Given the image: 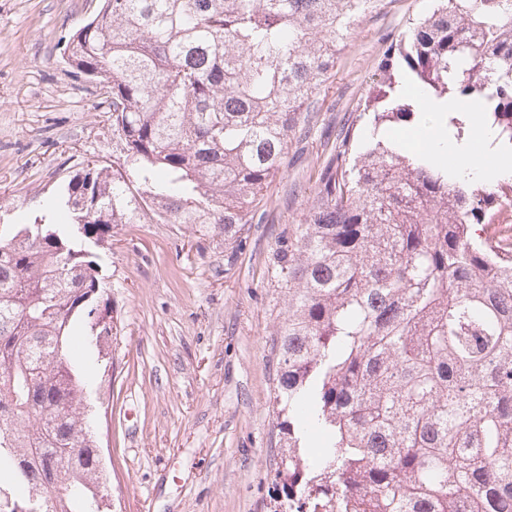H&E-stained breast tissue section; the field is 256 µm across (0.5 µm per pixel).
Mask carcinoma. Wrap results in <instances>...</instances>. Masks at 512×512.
<instances>
[{"label": "carcinoma", "instance_id": "obj_1", "mask_svg": "<svg viewBox=\"0 0 512 512\" xmlns=\"http://www.w3.org/2000/svg\"><path fill=\"white\" fill-rule=\"evenodd\" d=\"M380 0H104L66 62L99 85L120 155L0 224V512H111L89 423L115 224H200L243 247L355 25ZM512 158V0H436L383 52L313 202L267 257L288 512H512V178L469 182L387 135Z\"/></svg>", "mask_w": 512, "mask_h": 512}]
</instances>
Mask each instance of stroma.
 <instances>
[{
	"instance_id": "35a3bbf8",
	"label": "stroma",
	"mask_w": 512,
	"mask_h": 512,
	"mask_svg": "<svg viewBox=\"0 0 512 512\" xmlns=\"http://www.w3.org/2000/svg\"><path fill=\"white\" fill-rule=\"evenodd\" d=\"M100 0H0V220L42 207L86 161L111 164L112 116L95 83L64 60ZM431 0H381L356 25L320 87L311 135L288 148L247 245L192 224H118L102 275L118 318L97 432L118 512H276L279 440L269 340L282 302L267 256L314 195L340 129H362L360 103L387 45Z\"/></svg>"
}]
</instances>
